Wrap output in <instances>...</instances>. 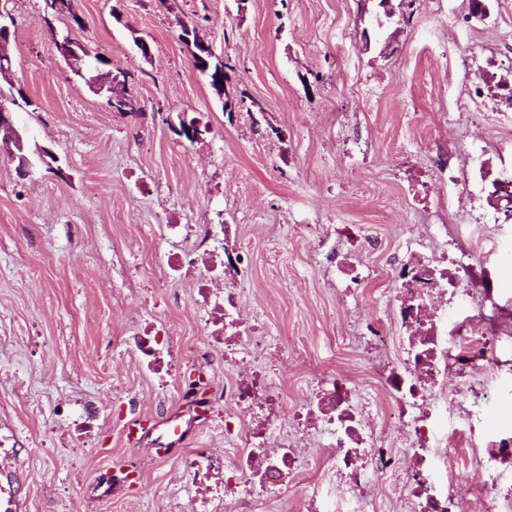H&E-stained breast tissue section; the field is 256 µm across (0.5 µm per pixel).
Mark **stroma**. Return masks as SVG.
I'll list each match as a JSON object with an SVG mask.
<instances>
[{"label": "stroma", "mask_w": 512, "mask_h": 512, "mask_svg": "<svg viewBox=\"0 0 512 512\" xmlns=\"http://www.w3.org/2000/svg\"><path fill=\"white\" fill-rule=\"evenodd\" d=\"M392 4L400 21L379 27L372 0H72L74 19L50 29L42 0H0L15 20L0 91L27 98L14 119L33 162L22 176L0 154V433L19 448L8 467L17 512H191L189 448L161 458L121 435L131 418L188 412L182 375L198 360L213 392L236 374L208 347L193 275L169 274L162 225L194 224L206 248L248 252L241 312L289 409L322 372L373 394L400 350L374 356L360 338L394 335V264L419 243L438 249L433 225L456 227L512 296V222L493 223L473 183L448 180L464 142L482 149L488 178L512 172V114L464 90L482 59L512 57V6L489 0L480 21L468 0ZM183 21L223 59V93L193 67ZM66 33L128 72L140 113L111 111L70 70L56 48ZM182 118L208 134L181 142L170 125ZM45 148L56 167L41 162ZM343 224L355 237H338ZM344 256L370 272L351 296L333 263ZM153 321L171 327L181 369L162 385L120 342ZM70 401L100 424L83 450L53 443ZM460 428L456 414L439 424L461 512H512L477 497ZM297 445L306 466L259 512H307L313 485L324 512H346L323 434ZM133 470L112 498H92L99 475Z\"/></svg>", "instance_id": "35a3bbf8"}]
</instances>
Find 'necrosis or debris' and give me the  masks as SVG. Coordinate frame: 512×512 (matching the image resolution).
I'll list each match as a JSON object with an SVG mask.
<instances>
[{
  "instance_id": "obj_1",
  "label": "necrosis or debris",
  "mask_w": 512,
  "mask_h": 512,
  "mask_svg": "<svg viewBox=\"0 0 512 512\" xmlns=\"http://www.w3.org/2000/svg\"><path fill=\"white\" fill-rule=\"evenodd\" d=\"M512 62H488L478 81L467 89L471 101H493L512 111ZM167 238L175 240L167 262L171 270H195L194 287L205 307L209 344L235 365L237 378L223 394L203 392L205 368H197L188 386L191 399L205 398L209 410L223 404L248 413L251 425L235 432L225 423V434H238L245 451L233 470H224L215 448H196L182 472V482L194 493L193 512H212L214 502L265 500L285 477L299 471L304 459L296 449L275 446L272 437L279 426L281 397L270 385L268 371L253 363L236 364L238 344L247 329L240 316L238 291L219 288L218 279L245 276L249 257L244 250L230 252L203 248L189 224H167ZM402 283L395 299L393 324L405 341L397 366L387 369L370 401L359 400L353 388L330 376L320 377L318 392L285 416L298 431H324L331 450V469L349 487L359 507L368 504L369 471L394 474L406 512H457L454 480L435 448L440 412L434 404L436 391L448 377L459 378L463 399L458 405L466 421L464 436L473 447L482 448L476 467L480 479L476 493L482 500L512 504V485L499 479L502 468L512 466V433L490 434L485 430L488 397L471 383L473 374L497 367L490 345L499 335V318L486 314L485 299L496 284L487 268H467L455 250H441L434 260L412 258L398 261ZM133 348L144 367L163 381L176 370L172 336L164 324L151 323L136 333ZM388 406L406 434L403 456L385 446L384 438L369 427V407Z\"/></svg>"
}]
</instances>
